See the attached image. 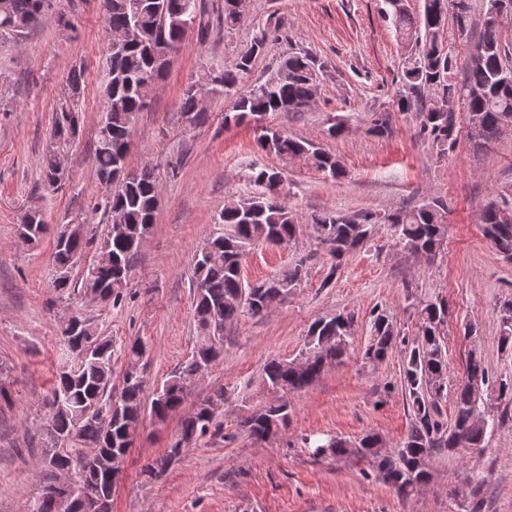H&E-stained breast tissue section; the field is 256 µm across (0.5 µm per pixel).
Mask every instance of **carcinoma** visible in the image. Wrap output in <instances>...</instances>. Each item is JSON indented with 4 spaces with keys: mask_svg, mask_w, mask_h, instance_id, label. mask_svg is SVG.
<instances>
[{
    "mask_svg": "<svg viewBox=\"0 0 512 512\" xmlns=\"http://www.w3.org/2000/svg\"><path fill=\"white\" fill-rule=\"evenodd\" d=\"M412 8L403 0H385L384 17L395 37L406 48L400 80L404 92L394 101L397 111L418 116V137L431 143L441 157L454 150L457 135L448 113L436 108L442 92L455 96L466 112L478 116L483 134L479 141L493 142L500 122L512 118V47L503 41V28L512 20V0H486L483 32L470 52L467 68L457 77L456 57L447 44L448 19L459 34L470 27V0H418ZM107 33L103 89V113L95 145L96 175L104 192L96 204L109 214L110 222H120L126 234L106 231L97 236L83 221L78 233L63 237L61 225L47 223L42 198L32 197L20 223L32 229L34 241L46 235L54 239L53 290L58 299L74 293L71 271L87 249L97 245V259L82 277L81 290L93 301L117 305L126 297L128 272L149 235L160 204V188L150 169L144 167L129 179L124 164L130 150L133 123L148 106L155 83L165 74L171 55L185 37L183 21L197 20V0H104ZM47 0H0V32L19 36L40 19ZM265 47V39L254 41L235 65L222 72L207 71L198 77L212 78L210 91L232 95L234 99L224 123H256L261 149L283 161L304 160L318 172L333 179L347 170L340 159L294 138L261 121L271 113L301 112L319 85L323 66L303 52H291L265 81L246 91L238 86L251 72L255 58ZM84 91V74L72 72L67 92L53 113L49 143L41 160L44 186L57 190L71 179L61 168L58 147H67L80 132L78 101ZM182 114L192 123L203 119L192 86L183 91ZM249 182L254 190L224 208L215 231L193 256V319L196 336L191 357L173 370L151 399L145 398L143 359L146 344L134 339L124 350L126 369L117 397L107 395L112 380V339L102 335L97 325L75 316V326L62 329L64 344L58 369L46 400L47 421L42 455L52 454L55 465L72 472L74 482L56 490L58 498H73L74 512H93V504L110 493V486L95 478L96 469L107 465L119 472L145 418L163 423L177 412L194 381L224 353V329L248 314L259 317L270 307L288 300L302 281L298 264L276 277L249 282L242 275L244 256L253 246L287 245L295 240L299 224L296 214L283 200L281 171L262 168L253 171ZM512 189L500 192L501 201L490 203L483 213L485 237L506 258L512 259ZM447 207L433 202L411 209L399 208L383 215H358L327 210L313 219V229L321 244L335 260L331 272L369 238L375 224H391L398 244L406 251L437 253L447 237ZM416 334L403 336L397 324L382 311L372 312L371 336L364 359L376 365L395 348H402L401 388L412 417L403 441L390 450L378 451L383 441L373 433L364 435L359 447L337 436L304 439L309 455L320 457L317 449H329L336 458L354 456L368 461L379 479L398 496L407 498L431 477L419 469L432 456L462 454L455 439L484 447L489 421L482 403L473 400L468 383H452L448 378L445 324L448 304L444 298L428 297L416 305ZM501 348L512 350V302L500 310ZM353 316L338 314L313 322L307 332V356L293 360L272 359L264 366L265 385L275 392H294L316 381L326 366L341 362L349 347V325ZM466 378L490 385L488 368L482 358L467 359ZM224 400V389L200 401L183 417L178 439L165 453L143 467L150 478L162 476L181 454L217 429L209 412L213 401ZM453 403L451 422L444 421L442 404ZM289 404L278 399L244 421L246 431L256 438L268 436L271 428L288 426Z\"/></svg>",
    "mask_w": 512,
    "mask_h": 512,
    "instance_id": "carcinoma-1",
    "label": "carcinoma"
}]
</instances>
